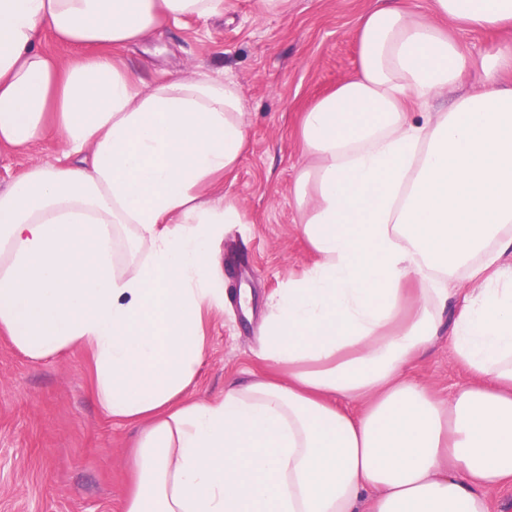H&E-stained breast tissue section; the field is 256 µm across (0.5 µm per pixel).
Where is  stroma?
I'll return each instance as SVG.
<instances>
[{
	"label": "stroma",
	"instance_id": "stroma-1",
	"mask_svg": "<svg viewBox=\"0 0 512 512\" xmlns=\"http://www.w3.org/2000/svg\"><path fill=\"white\" fill-rule=\"evenodd\" d=\"M375 4L288 0L279 13L266 0H227L221 16L170 23L118 53L148 83L223 72L238 83L247 111L248 145L224 177V197L246 221L225 225L216 244L224 256V311L206 323L196 399L262 372L257 352L269 298L314 261L294 195L308 162L300 117L355 71L357 22ZM61 157L52 141L1 150L0 187L31 164ZM404 375L442 400L469 381L444 335ZM89 386L83 352L33 361L0 336V512H124L133 432L103 414Z\"/></svg>",
	"mask_w": 512,
	"mask_h": 512
}]
</instances>
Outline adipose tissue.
<instances>
[{
    "instance_id": "1",
    "label": "adipose tissue",
    "mask_w": 512,
    "mask_h": 512,
    "mask_svg": "<svg viewBox=\"0 0 512 512\" xmlns=\"http://www.w3.org/2000/svg\"><path fill=\"white\" fill-rule=\"evenodd\" d=\"M512 27V0H431ZM224 0H0V147L64 163L0 189V334L86 352L90 394L135 427L125 512H489L512 483V43L437 112L470 61L399 0L358 29L355 72L303 117L297 203L316 256L276 294L267 376L190 394L224 311L214 244L243 213L224 176L248 141L236 82L144 83L118 48ZM81 50L67 59L44 34ZM315 196H308L307 186ZM473 292L451 297L458 274ZM470 375L450 399L404 378L442 327Z\"/></svg>"
}]
</instances>
